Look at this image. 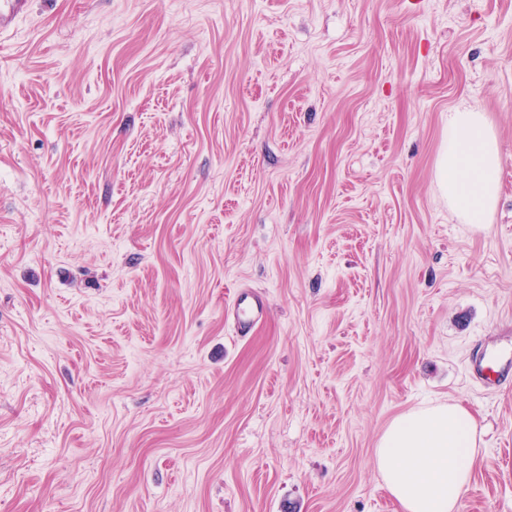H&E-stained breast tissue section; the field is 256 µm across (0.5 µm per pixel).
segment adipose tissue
Masks as SVG:
<instances>
[{
	"mask_svg": "<svg viewBox=\"0 0 512 512\" xmlns=\"http://www.w3.org/2000/svg\"><path fill=\"white\" fill-rule=\"evenodd\" d=\"M496 139L482 112L448 114L438 182L455 214L487 223L500 184ZM480 456L477 425L461 405L437 404L396 417L375 448V465L398 512H457Z\"/></svg>",
	"mask_w": 512,
	"mask_h": 512,
	"instance_id": "ef3b65f1",
	"label": "adipose tissue"
}]
</instances>
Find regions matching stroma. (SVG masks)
Listing matches in <instances>:
<instances>
[{
    "label": "stroma",
    "instance_id": "stroma-1",
    "mask_svg": "<svg viewBox=\"0 0 512 512\" xmlns=\"http://www.w3.org/2000/svg\"><path fill=\"white\" fill-rule=\"evenodd\" d=\"M461 105L486 224L438 188ZM481 339H512V0H31L0 37V512H395L377 442L440 403L481 439L458 512H512ZM496 139L482 112L460 106L448 114L438 182L455 214L465 224H486L500 184ZM267 306L263 296L252 289L242 288L236 298L225 308L226 319L233 323L237 336L253 334L264 320Z\"/></svg>",
    "mask_w": 512,
    "mask_h": 512
}]
</instances>
